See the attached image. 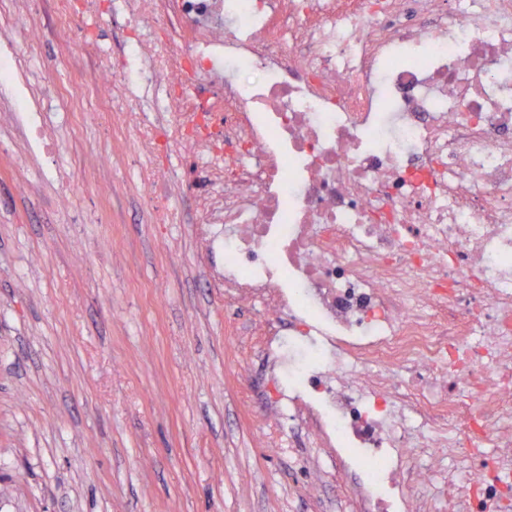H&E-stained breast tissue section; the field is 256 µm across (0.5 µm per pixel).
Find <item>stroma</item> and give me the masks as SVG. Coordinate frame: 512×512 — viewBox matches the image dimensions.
I'll list each match as a JSON object with an SVG mask.
<instances>
[{"instance_id":"1","label":"stroma","mask_w":512,"mask_h":512,"mask_svg":"<svg viewBox=\"0 0 512 512\" xmlns=\"http://www.w3.org/2000/svg\"><path fill=\"white\" fill-rule=\"evenodd\" d=\"M125 21L87 17L99 54ZM28 65L54 101L90 62L48 30ZM94 108L44 111L58 149L21 167L0 116V512H363L335 451L267 411L261 309L225 300L193 196L175 186L180 223L153 219L143 178H191L187 157L148 158Z\"/></svg>"}]
</instances>
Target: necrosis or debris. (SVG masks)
<instances>
[{"label": "necrosis or debris", "mask_w": 512, "mask_h": 512, "mask_svg": "<svg viewBox=\"0 0 512 512\" xmlns=\"http://www.w3.org/2000/svg\"><path fill=\"white\" fill-rule=\"evenodd\" d=\"M103 0H50L59 44ZM134 37L72 77L147 154H206L224 295L260 303L300 388L275 409L351 461L368 512H433L410 456L462 459L443 512H512V0H130ZM0 38L30 155L45 74ZM162 85L166 124L125 89Z\"/></svg>", "instance_id": "1"}]
</instances>
